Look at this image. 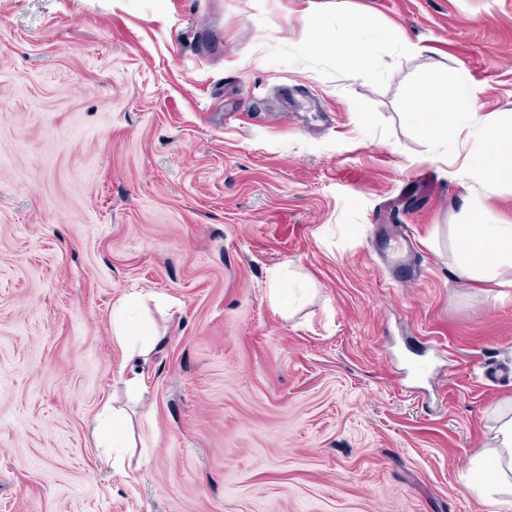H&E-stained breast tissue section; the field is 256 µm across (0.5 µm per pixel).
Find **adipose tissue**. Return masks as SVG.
Here are the masks:
<instances>
[{"label":"adipose tissue","instance_id":"1","mask_svg":"<svg viewBox=\"0 0 512 512\" xmlns=\"http://www.w3.org/2000/svg\"><path fill=\"white\" fill-rule=\"evenodd\" d=\"M380 40L373 18L366 14H342L334 28L312 46L313 51L336 48L344 69L356 78H372L377 74L375 58L366 52L363 37ZM407 116L418 133L432 146L447 147L460 128L473 129L484 144L483 153L469 171L470 178L487 188L512 185V120L482 115L477 110L473 85L466 78L446 81L438 71H431L423 87L411 93ZM483 201H473L467 223L457 227V244L462 259L455 268L463 279L501 282L504 271L512 270V224H494L485 218ZM137 301L127 298L117 306L119 317L113 323V334L126 354L130 376L124 382L129 401L143 398L142 366L156 344L138 342L136 325L130 316ZM496 445L481 450L476 461L484 473L493 477L497 493L512 495V408L502 410L497 418Z\"/></svg>","mask_w":512,"mask_h":512}]
</instances>
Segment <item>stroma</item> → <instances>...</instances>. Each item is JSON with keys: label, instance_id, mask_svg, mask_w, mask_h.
<instances>
[{"label": "stroma", "instance_id": "obj_1", "mask_svg": "<svg viewBox=\"0 0 512 512\" xmlns=\"http://www.w3.org/2000/svg\"><path fill=\"white\" fill-rule=\"evenodd\" d=\"M340 6L385 29L376 77L310 54ZM436 66L511 115L512 0H0V512H494L512 288L458 278L455 237L512 186L406 118ZM113 334L126 354L131 376L123 381L125 393L129 401L139 403L143 398L141 386L142 364L146 363L151 351L161 342L160 338L139 343L136 336V325L131 317L123 316L113 322ZM128 417L124 410L106 406L96 416L92 429V436L98 444H106L109 440L110 429L126 428Z\"/></svg>", "mask_w": 512, "mask_h": 512}]
</instances>
